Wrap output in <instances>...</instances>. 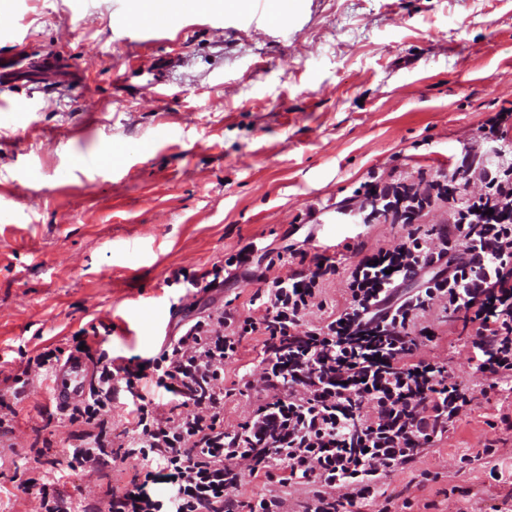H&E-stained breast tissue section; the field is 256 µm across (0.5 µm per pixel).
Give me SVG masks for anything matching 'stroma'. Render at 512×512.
<instances>
[{"label":"stroma","mask_w":512,"mask_h":512,"mask_svg":"<svg viewBox=\"0 0 512 512\" xmlns=\"http://www.w3.org/2000/svg\"><path fill=\"white\" fill-rule=\"evenodd\" d=\"M1 54L55 51L51 77L0 83V375L44 347L69 348L89 321L109 355L153 357L178 321L171 306L232 303L256 283L188 295L174 271L224 265L251 244L333 254L388 247L401 225H364L345 198L371 178L452 174L463 146L512 112V0H292L285 19L182 20L129 35L113 0H21L0 10ZM163 90L155 98L151 87ZM33 104L13 111L16 101ZM91 166L78 165V157ZM430 352L476 392L470 411L416 465L385 480L391 512H512V391H487L461 323L430 312ZM16 447H0V512H32L42 478L28 446L67 462L79 425L50 383L18 404ZM495 453L486 456L485 445ZM130 471L74 474L64 491L107 512Z\"/></svg>","instance_id":"obj_1"}]
</instances>
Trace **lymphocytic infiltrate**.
<instances>
[{
	"label": "lymphocytic infiltrate",
	"mask_w": 512,
	"mask_h": 512,
	"mask_svg": "<svg viewBox=\"0 0 512 512\" xmlns=\"http://www.w3.org/2000/svg\"><path fill=\"white\" fill-rule=\"evenodd\" d=\"M454 171L477 177L482 192L458 193L443 173L365 183L356 203L364 223L388 216L406 233L391 247L357 245L343 303L322 297L341 272L336 259L293 248V266L272 276L254 267L248 244L228 264L258 285L251 315L226 304L204 310L148 359L96 353L94 381L68 412L82 427L68 470L131 466L128 486L109 489L108 512H288L277 495L241 501L248 479L308 487L305 512H351L382 498L385 479L415 464L471 404L467 387L427 355L438 337L417 328L419 317L460 315L490 389L512 383V163L487 164L470 145ZM443 206L447 223L415 227ZM415 279L421 288L402 292ZM314 313L318 323L307 325ZM255 333L264 338L258 369L242 377L253 408L228 427L224 366L239 361L243 339ZM62 353L28 357L11 395L0 394V439L15 433L25 386L52 378ZM121 396L129 426L116 440L110 413ZM242 461L248 472L239 471ZM161 482L160 498L149 487Z\"/></svg>",
	"instance_id": "lymphocytic-infiltrate-1"
}]
</instances>
